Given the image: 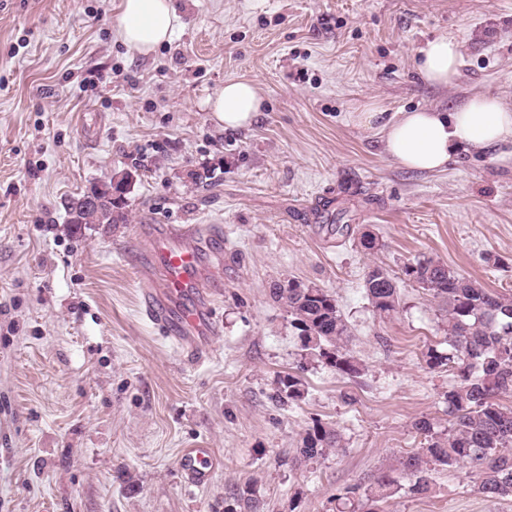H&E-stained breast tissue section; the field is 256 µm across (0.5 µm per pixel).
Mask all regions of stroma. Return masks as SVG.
<instances>
[{
  "mask_svg": "<svg viewBox=\"0 0 512 512\" xmlns=\"http://www.w3.org/2000/svg\"><path fill=\"white\" fill-rule=\"evenodd\" d=\"M170 42L144 56L118 38L120 0H0V512H512L468 469L423 494L372 501L380 474L444 423L455 372L424 354L442 304L404 268L430 257L512 291V159L457 152L435 173L398 165L353 113L453 112L489 93L512 107V0H173ZM456 43L458 74L426 83V42ZM253 82L263 108L227 130L207 101ZM131 174L121 224L67 222L65 200ZM338 200L382 247L321 232ZM150 224H199L217 333L199 355L142 314ZM384 266L400 305L380 316L364 274ZM332 293L358 374L301 362L271 285ZM300 374L304 397L276 398ZM341 449L300 463L314 422ZM212 449L208 486L178 459Z\"/></svg>",
  "mask_w": 512,
  "mask_h": 512,
  "instance_id": "stroma-1",
  "label": "stroma"
}]
</instances>
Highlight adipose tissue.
Segmentation results:
<instances>
[{
  "label": "adipose tissue",
  "instance_id": "adipose-tissue-1",
  "mask_svg": "<svg viewBox=\"0 0 512 512\" xmlns=\"http://www.w3.org/2000/svg\"><path fill=\"white\" fill-rule=\"evenodd\" d=\"M176 21L171 0H121L115 28L129 49L147 55L168 42ZM457 65L456 44L442 37L422 49L418 71L426 82L445 85L456 76ZM262 103L254 83L237 80L225 82L208 101L216 120L232 130L251 125ZM355 120L373 127L391 158L414 171L441 170L459 150L482 154L512 145V108L489 94L470 99L454 112L421 109L387 116L370 109L357 113Z\"/></svg>",
  "mask_w": 512,
  "mask_h": 512
}]
</instances>
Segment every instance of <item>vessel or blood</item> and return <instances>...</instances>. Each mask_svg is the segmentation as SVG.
Returning a JSON list of instances; mask_svg holds the SVG:
<instances>
[{"label": "vessel or blood", "instance_id": "1", "mask_svg": "<svg viewBox=\"0 0 512 512\" xmlns=\"http://www.w3.org/2000/svg\"><path fill=\"white\" fill-rule=\"evenodd\" d=\"M197 225H171L148 242V264L142 270L146 314L168 337L190 353L207 350L215 334L211 303L201 288L200 260L193 240ZM214 456L207 448H188L179 467L191 485L207 486Z\"/></svg>", "mask_w": 512, "mask_h": 512}]
</instances>
